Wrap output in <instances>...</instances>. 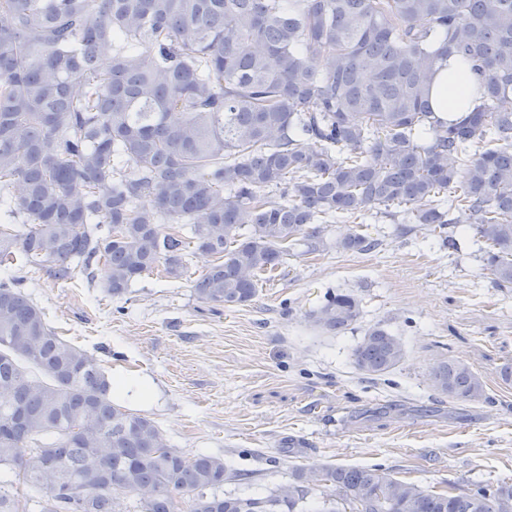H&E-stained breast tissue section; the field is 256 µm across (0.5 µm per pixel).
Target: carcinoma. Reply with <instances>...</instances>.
Listing matches in <instances>:
<instances>
[{"label":"carcinoma","mask_w":512,"mask_h":512,"mask_svg":"<svg viewBox=\"0 0 512 512\" xmlns=\"http://www.w3.org/2000/svg\"><path fill=\"white\" fill-rule=\"evenodd\" d=\"M452 53L482 79L456 123L429 100ZM0 203L1 268L67 281L101 262L113 297L160 267L183 275L189 238L213 257L196 297L245 305L292 252L328 249L336 218L350 223L336 248L374 247L359 219L381 207L451 245L456 225L473 231L509 288L512 0H0ZM23 281L0 282V512H112L117 484L141 512H177L183 495L190 512H502L512 500L507 482L437 492L381 465L297 469L286 501L277 488L221 496L236 477L224 459L186 457L116 403ZM359 314L338 294L310 318L335 334ZM405 356L380 326L353 350L369 376ZM429 379L451 400L486 397L458 359ZM18 482L43 498L20 499Z\"/></svg>","instance_id":"1"}]
</instances>
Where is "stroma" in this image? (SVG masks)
Listing matches in <instances>:
<instances>
[{"mask_svg":"<svg viewBox=\"0 0 512 512\" xmlns=\"http://www.w3.org/2000/svg\"><path fill=\"white\" fill-rule=\"evenodd\" d=\"M365 222L375 248L288 257L244 306L197 299L193 282L212 258L192 245L187 274L141 276L120 298L105 293L96 263L65 282L32 274L27 292L105 376L153 382L150 401L121 404L152 419L168 445L222 455L243 472L221 493H267L297 467L374 463L428 489L512 483V386L497 377L512 360V288L493 285L474 232L451 248L384 213ZM339 293L360 300L356 324L335 335L314 328L310 311ZM373 326L407 350L379 377L352 356ZM448 357L472 367L486 399L433 392L428 374Z\"/></svg>","mask_w":512,"mask_h":512,"instance_id":"1","label":"stroma"}]
</instances>
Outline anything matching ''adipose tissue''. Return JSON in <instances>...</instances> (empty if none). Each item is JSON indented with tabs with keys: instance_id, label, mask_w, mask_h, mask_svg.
I'll use <instances>...</instances> for the list:
<instances>
[{
	"instance_id": "adipose-tissue-1",
	"label": "adipose tissue",
	"mask_w": 512,
	"mask_h": 512,
	"mask_svg": "<svg viewBox=\"0 0 512 512\" xmlns=\"http://www.w3.org/2000/svg\"><path fill=\"white\" fill-rule=\"evenodd\" d=\"M480 86L481 80L470 65L452 55L446 66L437 72L430 87V98L436 111L458 121L469 114L477 103Z\"/></svg>"
}]
</instances>
